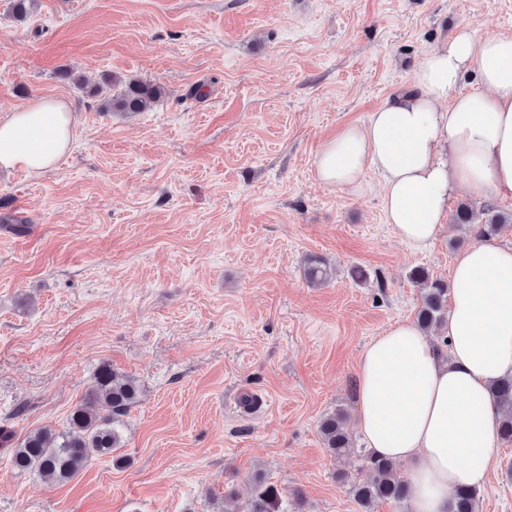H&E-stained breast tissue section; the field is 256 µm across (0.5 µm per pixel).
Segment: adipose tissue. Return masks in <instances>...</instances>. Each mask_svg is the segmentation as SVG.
<instances>
[{"instance_id":"1","label":"adipose tissue","mask_w":512,"mask_h":512,"mask_svg":"<svg viewBox=\"0 0 512 512\" xmlns=\"http://www.w3.org/2000/svg\"><path fill=\"white\" fill-rule=\"evenodd\" d=\"M471 72L479 89L460 91ZM74 124L66 103L43 97L1 117L0 167L53 170ZM314 168L321 183L351 192L377 173L386 222L415 249L437 238L457 192L511 198L512 33L459 28L366 124L323 143ZM449 292L447 357L404 319L358 362L360 433L377 456L406 464L409 512H450L453 490L488 480L501 421L490 389L512 376V245L490 240L458 252Z\"/></svg>"}]
</instances>
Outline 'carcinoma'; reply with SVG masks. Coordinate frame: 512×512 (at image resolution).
<instances>
[{
	"mask_svg": "<svg viewBox=\"0 0 512 512\" xmlns=\"http://www.w3.org/2000/svg\"><path fill=\"white\" fill-rule=\"evenodd\" d=\"M113 93L105 102L110 112L136 113L152 107L162 95V88L142 80H122L116 76L109 81ZM453 223L464 227L484 239L496 236L502 226L512 224V212H503L491 204L462 201L453 214ZM305 276L312 285L327 281L330 269L325 260L311 256L305 260ZM411 278L423 286L422 304L417 323L425 331L443 320L448 314V283L432 279L423 267L414 269ZM142 388L133 377H118L108 364L102 365L96 374L85 399L71 412L68 426L62 431L43 428L26 435L19 443H13V433L0 427V445L11 448L9 461L16 471L32 473L44 480L58 483L75 479L88 463L96 458L112 454L123 447L124 417L141 399ZM493 402L499 408L502 419L498 439L512 444V377L491 389ZM319 431L325 447L333 456L355 452L354 445L345 431V414L341 410L326 415L320 422ZM366 467L374 474L367 481L356 480L349 484V493L365 509H371L378 501L393 502L405 506L408 486L398 473L394 462L363 453ZM477 491L468 487L455 490L451 512H476ZM246 512H289L278 488L264 475L253 477V493Z\"/></svg>",
	"mask_w": 512,
	"mask_h": 512,
	"instance_id": "obj_1",
	"label": "carcinoma"
}]
</instances>
